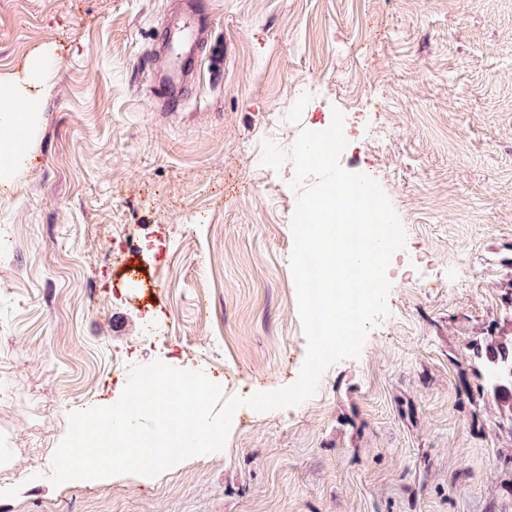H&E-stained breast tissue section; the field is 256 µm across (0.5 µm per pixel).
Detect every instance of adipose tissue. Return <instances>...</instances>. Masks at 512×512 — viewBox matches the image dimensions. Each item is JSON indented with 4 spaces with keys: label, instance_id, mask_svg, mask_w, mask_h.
<instances>
[{
    "label": "adipose tissue",
    "instance_id": "obj_1",
    "mask_svg": "<svg viewBox=\"0 0 512 512\" xmlns=\"http://www.w3.org/2000/svg\"><path fill=\"white\" fill-rule=\"evenodd\" d=\"M50 62V54L36 55L22 77L0 80V183L11 181L23 162L18 138L33 130L41 104L51 92Z\"/></svg>",
    "mask_w": 512,
    "mask_h": 512
}]
</instances>
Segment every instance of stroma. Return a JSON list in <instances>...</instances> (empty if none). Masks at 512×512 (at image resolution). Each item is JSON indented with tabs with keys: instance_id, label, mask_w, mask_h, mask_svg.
<instances>
[{
	"instance_id": "1",
	"label": "stroma",
	"mask_w": 512,
	"mask_h": 512,
	"mask_svg": "<svg viewBox=\"0 0 512 512\" xmlns=\"http://www.w3.org/2000/svg\"><path fill=\"white\" fill-rule=\"evenodd\" d=\"M172 12L224 63L200 46L167 115ZM41 47L52 89L0 185V512H512V416L461 376L512 281V0H0V79ZM336 109L342 167L419 258L359 356L297 406L239 408L220 452L53 485L70 414L132 366L228 397L297 380L294 167L261 157Z\"/></svg>"
}]
</instances>
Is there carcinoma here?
<instances>
[{"instance_id":"1","label":"carcinoma","mask_w":512,"mask_h":512,"mask_svg":"<svg viewBox=\"0 0 512 512\" xmlns=\"http://www.w3.org/2000/svg\"><path fill=\"white\" fill-rule=\"evenodd\" d=\"M486 335L485 344L473 347L481 368L472 369V374L493 391L498 408L512 416V328L494 323Z\"/></svg>"}]
</instances>
